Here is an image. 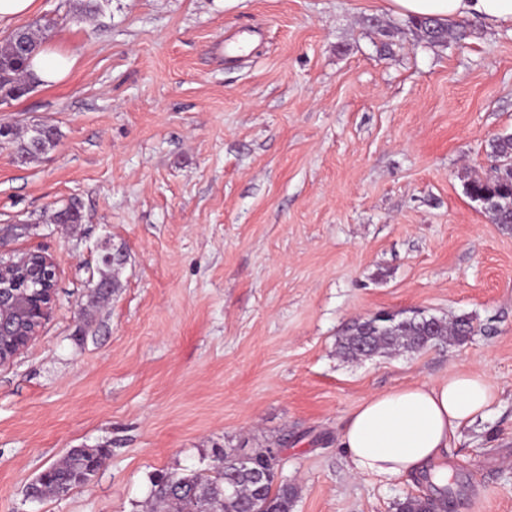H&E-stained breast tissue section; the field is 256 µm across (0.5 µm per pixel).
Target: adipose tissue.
<instances>
[{
  "mask_svg": "<svg viewBox=\"0 0 512 512\" xmlns=\"http://www.w3.org/2000/svg\"><path fill=\"white\" fill-rule=\"evenodd\" d=\"M401 16L441 22L481 17L492 26L512 23V0H387ZM497 394L487 376L460 372L366 397L345 426L339 444L352 471L383 482L429 472L448 480L444 454L465 426L483 418Z\"/></svg>",
  "mask_w": 512,
  "mask_h": 512,
  "instance_id": "obj_1",
  "label": "adipose tissue"
}]
</instances>
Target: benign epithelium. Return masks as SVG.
I'll list each match as a JSON object with an SVG mask.
<instances>
[{
  "label": "benign epithelium",
  "mask_w": 512,
  "mask_h": 512,
  "mask_svg": "<svg viewBox=\"0 0 512 512\" xmlns=\"http://www.w3.org/2000/svg\"><path fill=\"white\" fill-rule=\"evenodd\" d=\"M0 233V336H35L56 301V264L41 252L15 256Z\"/></svg>",
  "instance_id": "obj_1"
}]
</instances>
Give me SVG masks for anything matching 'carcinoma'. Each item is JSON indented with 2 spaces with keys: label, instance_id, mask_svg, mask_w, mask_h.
I'll list each match as a JSON object with an SVG mask.
<instances>
[{
  "label": "carcinoma",
  "instance_id": "carcinoma-1",
  "mask_svg": "<svg viewBox=\"0 0 512 512\" xmlns=\"http://www.w3.org/2000/svg\"><path fill=\"white\" fill-rule=\"evenodd\" d=\"M73 8L85 18H94L102 11V0H75ZM411 24L418 41L431 46L449 40L461 41L468 35L464 24L454 27L434 18H414ZM27 50L15 54L9 43L0 46V99L13 100L25 95L31 85L30 64L43 37L24 30ZM59 131L49 126L43 136L36 138L31 130L21 134L10 130L8 144L13 146L22 162L38 159L56 145ZM490 154L495 160L484 176H470L466 184L468 196L474 201L486 200L484 210L492 221L512 229V134H502L492 140ZM473 332L472 320L458 317L449 324L441 319L418 312L399 319L386 313L377 319L367 317L354 322L339 341V353L346 359H358L390 351L419 352L430 345L452 339L464 341ZM110 449L72 448L63 457L45 468L27 487L26 498L40 502L46 498H63L95 476ZM279 457L270 448H258L239 457L224 452L213 461V475L201 472L158 473L152 478L150 512H293L296 490L276 483ZM233 489L225 490L227 482ZM397 512H436L433 501L407 498L397 504Z\"/></svg>",
  "mask_w": 512,
  "mask_h": 512
}]
</instances>
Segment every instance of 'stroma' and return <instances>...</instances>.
Here are the masks:
<instances>
[{"label":"stroma","instance_id":"stroma-1","mask_svg":"<svg viewBox=\"0 0 512 512\" xmlns=\"http://www.w3.org/2000/svg\"><path fill=\"white\" fill-rule=\"evenodd\" d=\"M72 4L0 25L75 60L0 102V124L60 134L31 163L0 147V228L27 227L1 245L57 264L49 319L0 365V512H143L156 473L280 438L294 512H396L438 485L357 476L339 436L369 394L462 371L498 398L449 445L454 492L512 512V230L464 180L512 133V25L430 46L385 0H111L94 21ZM72 204L82 223H56ZM415 311L475 331L339 354L356 319ZM97 445L90 484L25 502ZM109 448H72L45 468L27 487L26 498L40 502L46 498H63L77 487L87 485L109 455Z\"/></svg>","mask_w":512,"mask_h":512}]
</instances>
